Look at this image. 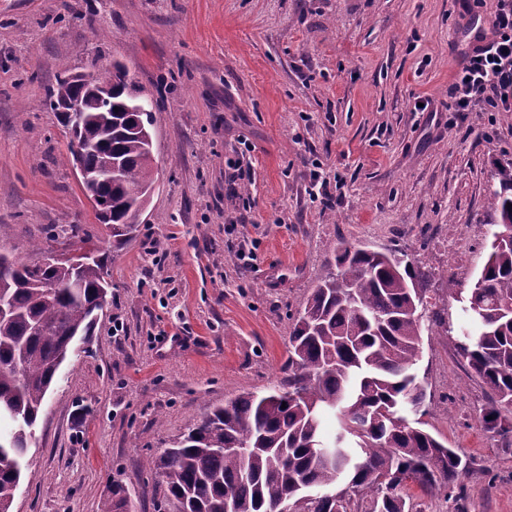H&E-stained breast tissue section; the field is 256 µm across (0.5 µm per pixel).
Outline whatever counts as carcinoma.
<instances>
[{"label": "carcinoma", "instance_id": "obj_1", "mask_svg": "<svg viewBox=\"0 0 512 512\" xmlns=\"http://www.w3.org/2000/svg\"><path fill=\"white\" fill-rule=\"evenodd\" d=\"M90 80L58 77L43 104L81 136L83 185L104 206L96 218L120 243L154 186L152 132L159 108L121 62L93 61ZM112 89L104 102L98 91ZM512 167L499 172L490 194L492 227L512 225ZM81 263H23L0 253V418L14 423L0 445V512H11L29 440L62 364L78 338L91 335L107 258L78 240ZM335 267L292 318L282 376L263 393L246 392L207 413L153 461L166 485L168 512H352L370 497L369 512H413L404 493L448 497L472 460L412 419L429 413L416 381L428 273L398 251L344 243ZM457 328L458 355L493 391L482 409L486 431L505 439L512 421V239L492 234L479 276L469 289ZM123 487L101 512H127Z\"/></svg>", "mask_w": 512, "mask_h": 512}]
</instances>
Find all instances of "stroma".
<instances>
[{"mask_svg":"<svg viewBox=\"0 0 512 512\" xmlns=\"http://www.w3.org/2000/svg\"><path fill=\"white\" fill-rule=\"evenodd\" d=\"M497 0H0V252L40 260L76 224L108 254L92 336L62 366L11 512H165L149 462L213 407L263 390L333 243L398 249L450 322L487 255L490 190L512 111L452 112L473 19ZM157 101L155 184L116 244L67 164L44 89L91 59ZM248 191L225 161L242 152ZM332 202L309 197L311 173ZM253 253L250 262L240 249ZM425 427L469 456L461 499L423 512H512V446L483 429L488 386L453 336L423 334Z\"/></svg>","mask_w":512,"mask_h":512,"instance_id":"obj_1","label":"stroma"}]
</instances>
